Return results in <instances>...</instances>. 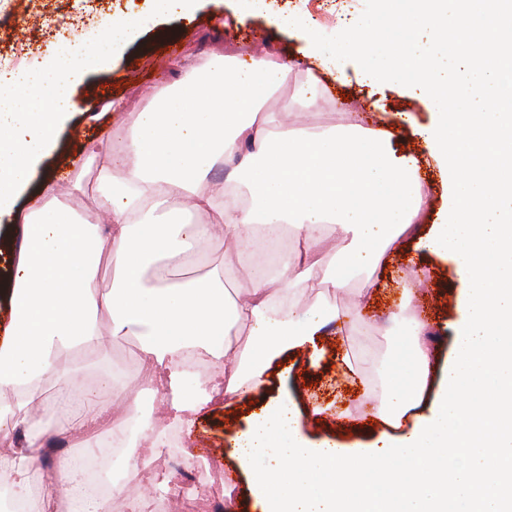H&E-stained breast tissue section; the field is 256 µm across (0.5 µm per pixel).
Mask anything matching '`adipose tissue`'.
I'll return each instance as SVG.
<instances>
[{
    "instance_id": "adipose-tissue-1",
    "label": "adipose tissue",
    "mask_w": 512,
    "mask_h": 512,
    "mask_svg": "<svg viewBox=\"0 0 512 512\" xmlns=\"http://www.w3.org/2000/svg\"><path fill=\"white\" fill-rule=\"evenodd\" d=\"M341 21L327 52L311 20L277 15L305 38L318 66L337 70L356 56L363 79L411 91L436 120L414 133L431 150L448 200L427 235L419 218L428 195L415 155L398 152L405 112L358 118L321 130L285 127L265 110L277 91L313 111L326 88L311 71L268 53L241 59L212 53L148 103L128 100L118 118L123 147L93 145V188L70 179L48 188L22 214L21 243L0 283L10 320L0 336V490L29 503L48 435L90 448V436L119 437L134 403L119 389L110 342H139L137 381L153 389L157 416L137 450L119 461L139 476L166 446L171 427L189 426L211 403L248 399L289 351L310 366L326 357L323 331L344 335L347 315L330 293L354 275L382 270L406 241L423 237L451 259L460 288L453 355L437 367L425 333L391 362L379 419L388 430L352 447L306 437L284 396L253 412L233 451L261 512H512V0H378ZM133 17L113 19L95 45L63 39L35 70L0 74L11 89L0 109V214L14 211L38 163L54 148L77 104L71 92L137 36ZM484 58L474 53L475 43ZM224 183L210 180L217 162ZM93 193L75 210L57 202ZM203 222L182 221L185 211ZM224 232V259L206 274L175 280L200 243ZM293 236L301 252L254 261V243ZM112 287L98 295L102 267ZM244 282L231 297L227 280ZM241 338L231 341L229 327ZM98 381L84 382L87 370ZM502 428L492 447L476 419ZM26 433L24 447L12 440ZM51 492L68 512H112L86 494L72 460H60Z\"/></svg>"
}]
</instances>
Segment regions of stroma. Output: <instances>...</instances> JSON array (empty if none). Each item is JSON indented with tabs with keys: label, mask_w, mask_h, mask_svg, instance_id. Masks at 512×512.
<instances>
[{
	"label": "stroma",
	"mask_w": 512,
	"mask_h": 512,
	"mask_svg": "<svg viewBox=\"0 0 512 512\" xmlns=\"http://www.w3.org/2000/svg\"><path fill=\"white\" fill-rule=\"evenodd\" d=\"M373 7V0H199L192 18L187 19L156 17L149 0H0V16L10 18L7 25L0 27V55L9 57L19 49H26L24 66L28 69L40 63L52 39L46 20H69V35L89 45L98 41L102 28L112 17L134 14L141 22V30L133 42L106 65L73 85L74 96L83 106L65 123L54 150L37 166L30 185L17 200V208H28L45 186L62 177L79 176L86 184H93L96 162L90 154L91 146L102 141L114 149L119 146L113 137L115 115L107 111V104L148 95L178 81L182 76L180 66L186 59L202 58L224 45L243 42L252 51L265 49L306 69L310 62L303 55L304 40L295 33L280 30L272 22L271 13L314 17L319 23L321 41L330 47L336 39L339 10L369 11ZM343 68L346 77L340 83L320 74L329 100L306 117L307 125H339L349 112L364 113L373 121L380 113L403 110L411 112L419 123L434 121L435 116L424 100L411 97L403 90L361 81L357 58H345ZM394 144L419 157L430 208L438 210L447 196V188L442 185L423 144L405 129L396 130ZM415 268L424 274L413 302L416 315L427 324L439 359H446L460 296L454 265L418 248L415 243H405L391 255L371 305L361 313L362 323L349 331L347 340L352 347L358 383L348 389L333 386L336 337L326 333L323 342L327 357L320 366H309L301 354L287 352L278 367L272 369L267 387L254 395L252 401L198 414L192 429L178 430L177 441L150 462V470L179 483V476L170 468L171 459L206 449V461L191 467L192 492L204 494L212 483V472L233 471L229 451L250 415L286 391L297 398L304 430L311 437H330L347 444L364 443L377 437L384 428L381 421L358 427L340 424L330 410L322 416H313L311 401L316 398L329 406L336 402L358 405L363 401L364 386L380 390L384 366L392 350L399 346L398 332L391 329L388 317L403 302L400 279Z\"/></svg>",
	"instance_id": "1"
}]
</instances>
